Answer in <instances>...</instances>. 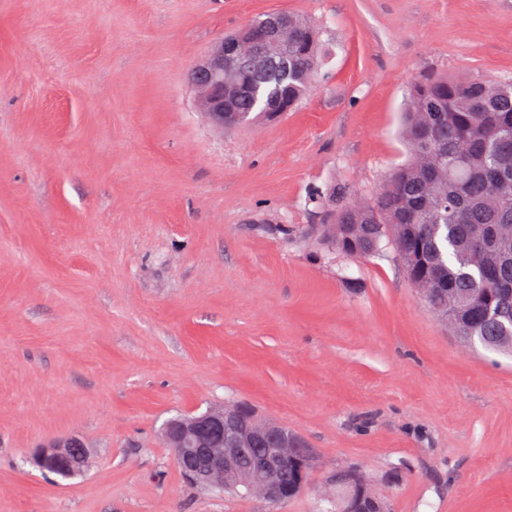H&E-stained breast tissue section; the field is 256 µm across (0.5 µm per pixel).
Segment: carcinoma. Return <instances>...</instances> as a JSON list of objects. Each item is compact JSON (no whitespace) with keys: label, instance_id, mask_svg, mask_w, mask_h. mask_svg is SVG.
<instances>
[{"label":"carcinoma","instance_id":"cac0c4a2","mask_svg":"<svg viewBox=\"0 0 512 512\" xmlns=\"http://www.w3.org/2000/svg\"><path fill=\"white\" fill-rule=\"evenodd\" d=\"M259 48L270 66L259 71L244 62L228 111L244 121L269 119L266 99L278 97L294 108L318 79L329 49L320 29L288 14V39L271 43L252 31L248 56ZM408 159L388 176L370 204L347 205L333 223L356 225L347 237L336 232V247L350 256L366 253L390 234L396 250L421 253L423 264L405 269L408 277L436 273L431 310L463 301L465 343L512 356V80L474 75L465 79L434 75L418 79L404 111ZM359 498L353 487L336 491V512Z\"/></svg>","mask_w":512,"mask_h":512}]
</instances>
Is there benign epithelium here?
<instances>
[{"instance_id": "benign-epithelium-1", "label": "benign epithelium", "mask_w": 512, "mask_h": 512, "mask_svg": "<svg viewBox=\"0 0 512 512\" xmlns=\"http://www.w3.org/2000/svg\"><path fill=\"white\" fill-rule=\"evenodd\" d=\"M288 17L265 18L236 34L215 41L197 60L188 76L200 95V108L207 119L224 127L239 120L236 112L224 111L226 78L236 73L240 46L255 27L269 36L283 35ZM162 438L173 449L174 462L183 474L206 490H229L243 485L252 494L273 504L288 501L292 489L303 485L316 461L315 449L287 427L256 417L245 406H218L189 416L177 417L162 428ZM265 446L247 471L242 469L246 448ZM86 445L75 437L54 438L43 443L32 456L43 472L84 471L88 468Z\"/></svg>"}]
</instances>
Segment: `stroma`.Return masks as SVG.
Listing matches in <instances>:
<instances>
[{
	"mask_svg": "<svg viewBox=\"0 0 512 512\" xmlns=\"http://www.w3.org/2000/svg\"><path fill=\"white\" fill-rule=\"evenodd\" d=\"M279 11L325 76L216 128L193 63ZM426 74L512 78V0H0V512H316L348 469L386 512H512V358L451 336L391 242L317 234L405 161ZM234 404L315 448L298 496L183 478L165 421ZM65 436L84 475L31 465Z\"/></svg>",
	"mask_w": 512,
	"mask_h": 512,
	"instance_id": "stroma-1",
	"label": "stroma"
}]
</instances>
